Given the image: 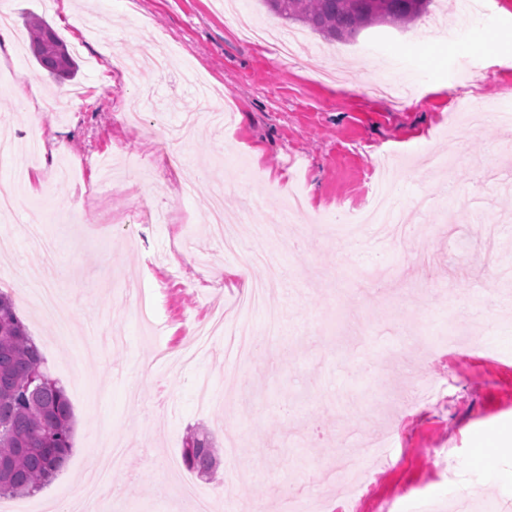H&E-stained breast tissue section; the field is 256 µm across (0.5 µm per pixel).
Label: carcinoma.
Masks as SVG:
<instances>
[{"label":"carcinoma","mask_w":512,"mask_h":512,"mask_svg":"<svg viewBox=\"0 0 512 512\" xmlns=\"http://www.w3.org/2000/svg\"><path fill=\"white\" fill-rule=\"evenodd\" d=\"M279 18L331 40H350L377 25H408L429 11L432 0H262ZM32 54L56 79L74 75L70 53L45 47L63 43L51 25L29 21ZM74 417L64 387L14 310L0 293V497L31 495L45 488L73 447ZM183 457L203 477L213 470L217 448L206 431H191Z\"/></svg>","instance_id":"cac0c4a2"}]
</instances>
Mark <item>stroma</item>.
Listing matches in <instances>:
<instances>
[{
  "label": "stroma",
  "instance_id": "obj_1",
  "mask_svg": "<svg viewBox=\"0 0 512 512\" xmlns=\"http://www.w3.org/2000/svg\"><path fill=\"white\" fill-rule=\"evenodd\" d=\"M450 0L402 27L375 26L349 41L307 33L301 64L276 46L243 40L238 24L292 25L261 0L225 14L221 0H9V43L0 48V131L15 152L0 162L12 184L15 214L0 222V292L38 344L74 414L73 450L42 491L14 497L48 512L100 470L104 430L123 435L124 455L105 479L118 492L103 512H182L192 481L216 512H279L284 494L305 512H341L348 481L329 466L339 448H364L391 436L361 499L391 498L397 512H455L480 487V512L512 502V445L474 457L486 436L512 428V132L454 124L463 104L512 109V42L479 51L489 27L512 33V0H486L480 17L458 20ZM46 20L76 47L74 79L53 81L29 47L31 17ZM151 45L171 56L165 72L146 67L142 123L121 121L132 91L102 50ZM406 88L400 106L371 87ZM41 117L32 132L28 113ZM462 154L452 179L460 200L451 224L434 223L417 200L447 177L431 153ZM123 165L102 199L78 201L100 177L102 156ZM394 193L411 238L368 247L349 237L342 217L365 207L375 181ZM192 182L191 195L177 183ZM303 192L301 245L270 249L287 276L244 323L263 335L267 311L279 332L261 353L235 365L223 337L192 361L157 359L154 335L188 347L192 327L215 309L234 314L225 271L235 259L209 235L204 218L224 194L229 230L260 244L256 225L237 222L243 206L286 209ZM168 214L165 222L109 224L136 201ZM39 212L56 249L45 280L69 307L68 339L22 298L40 257L22 225ZM501 227L488 240L483 214ZM492 256L498 278L481 262ZM183 290L160 293L168 265ZM439 382L418 402L415 384ZM211 432L219 447L238 441L241 471L219 460L206 477L183 462L189 429Z\"/></svg>",
  "mask_w": 512,
  "mask_h": 512
}]
</instances>
